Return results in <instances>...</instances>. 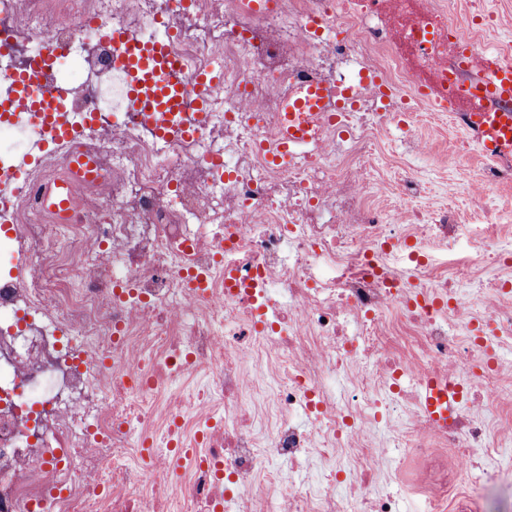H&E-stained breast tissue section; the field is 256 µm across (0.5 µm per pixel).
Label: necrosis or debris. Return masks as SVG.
Segmentation results:
<instances>
[{"instance_id": "obj_1", "label": "necrosis or debris", "mask_w": 512, "mask_h": 512, "mask_svg": "<svg viewBox=\"0 0 512 512\" xmlns=\"http://www.w3.org/2000/svg\"><path fill=\"white\" fill-rule=\"evenodd\" d=\"M448 0H273L263 14L246 0H0V99L14 72L65 113L71 137L30 157L47 130L30 115L0 143V181H13L0 223V512H230L261 486L247 512H343L330 468L349 451L358 500L395 512L392 496L370 498L383 449L366 434L365 395L382 385L408 398L401 378L466 374L475 336H451L449 317L468 323L474 298L462 281L495 264L498 219L457 278L433 279L423 258L406 281L391 270L396 244L428 236L449 242V212L426 226L381 223L372 197L385 186L358 166L372 132L392 111L419 105L418 87L469 104L470 90L496 63L456 36ZM141 51L162 44L187 78V105L207 102L192 134L181 113L159 129L129 92L139 80L121 59L114 32ZM359 55L390 102L364 84L356 108L321 131L323 147L285 169L265 153L279 127L282 95L309 78L335 81ZM80 58L84 76L61 75ZM217 71L207 88L195 74ZM91 158L96 179L70 177L72 157ZM71 182L68 219L43 205ZM256 286L227 287L225 263ZM334 274L312 287L314 269ZM287 306L265 329L254 317L268 286ZM364 332L359 356L347 326ZM371 363L343 404L326 379ZM210 383L172 398L182 380ZM315 408V428L291 420ZM404 445L422 462L416 476L431 512L448 490L471 483L475 449L488 432L460 411L439 432L415 421ZM329 467L320 487L277 491L285 468L305 456ZM274 465H266L265 457ZM188 472L169 480L180 461Z\"/></svg>"}]
</instances>
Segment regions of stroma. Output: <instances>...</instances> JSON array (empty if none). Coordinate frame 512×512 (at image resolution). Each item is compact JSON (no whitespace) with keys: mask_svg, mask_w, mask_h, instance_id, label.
Instances as JSON below:
<instances>
[{"mask_svg":"<svg viewBox=\"0 0 512 512\" xmlns=\"http://www.w3.org/2000/svg\"><path fill=\"white\" fill-rule=\"evenodd\" d=\"M452 14L460 24L477 22L487 25L482 40L485 48L512 54V0H452ZM425 143L417 152L413 141ZM376 180L387 184V196L374 199L383 222H391L395 211H403L411 225L432 223L437 211L448 210L463 233L448 248L430 250L432 266L439 275H447L448 262L474 254L485 234V212L499 214L501 229L497 245L504 254L497 268L483 270L480 279L467 283L468 292L481 295L484 279L499 275L512 280V181L487 182V175L497 172L501 163L483 157L469 140L457 117L448 112L422 108L409 113L404 123H389L374 130L372 149L362 161ZM422 186L419 197L404 199L399 187L407 178ZM475 325L481 326L505 391L512 392V341L504 339L484 304L473 310ZM372 399L383 402L377 420L368 432L387 448V465L375 490L392 495L399 512H421L425 503L410 486L414 460L407 449L394 447L396 433L411 428L417 412L415 403H385L381 391H371Z\"/></svg>","mask_w":512,"mask_h":512,"instance_id":"obj_1","label":"stroma"}]
</instances>
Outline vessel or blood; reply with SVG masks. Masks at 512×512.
Wrapping results in <instances>:
<instances>
[{"label": "vessel or blood", "mask_w": 512, "mask_h": 512, "mask_svg": "<svg viewBox=\"0 0 512 512\" xmlns=\"http://www.w3.org/2000/svg\"><path fill=\"white\" fill-rule=\"evenodd\" d=\"M19 88L11 102L14 112H28L49 125L56 138L64 139L70 129L56 113L50 112L42 100L28 90L27 76L15 73ZM473 93L483 99L484 107L469 112L462 124L472 141L488 158L498 159L512 154V58L502 57ZM340 92L335 84L309 81L286 94L280 104L279 135L268 155L270 164L285 167L310 153L319 151L323 142L319 135L322 122H335L341 109ZM415 402L418 413L435 429H447L464 406L457 384L442 375H431L419 382Z\"/></svg>", "instance_id": "vessel-or-blood-1"}]
</instances>
